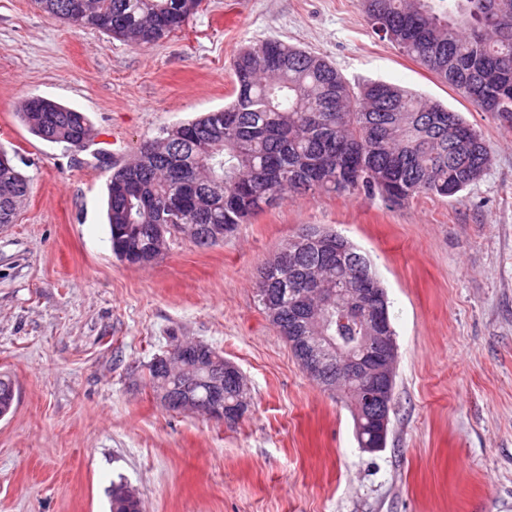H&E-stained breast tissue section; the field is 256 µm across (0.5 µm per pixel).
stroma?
I'll list each match as a JSON object with an SVG mask.
<instances>
[{
  "mask_svg": "<svg viewBox=\"0 0 512 512\" xmlns=\"http://www.w3.org/2000/svg\"><path fill=\"white\" fill-rule=\"evenodd\" d=\"M270 38L350 82L462 113L491 166L457 196L396 208L287 194L216 246L180 239L155 265L119 261L113 167L222 108L234 56ZM31 96L86 112L99 140L74 152L33 136L16 115ZM0 149L31 180L16 223L0 227V373L18 390L0 419V512H110L120 482L144 512H512V129L380 40L361 0H202L143 47L0 0ZM309 225L360 247L387 293L398 358L377 452L359 447L349 404L303 372L256 297L257 268ZM173 336L239 367L251 393L241 420L154 399L140 375Z\"/></svg>",
  "mask_w": 512,
  "mask_h": 512,
  "instance_id": "1",
  "label": "stroma"
}]
</instances>
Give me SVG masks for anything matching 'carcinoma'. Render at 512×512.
<instances>
[{"mask_svg":"<svg viewBox=\"0 0 512 512\" xmlns=\"http://www.w3.org/2000/svg\"><path fill=\"white\" fill-rule=\"evenodd\" d=\"M38 8L76 30L102 29L130 45L154 44L185 26L200 0H35ZM476 0H368L362 4L372 31L452 86L482 112H494L512 128V0H498V21L473 13L464 26L454 18ZM488 78L507 77L503 101L494 104L469 91L475 62ZM233 100L223 118L207 112L162 130L108 183V224L112 252L122 262L149 261L166 253L170 241L195 229L190 241L212 247L248 218L272 206L284 192H324L352 197L379 194L401 206L421 194L453 197L486 171L491 148L463 116L438 101L383 81L352 85L325 57L281 40L257 42L233 60ZM34 136L68 148L92 140L87 116L32 96L18 111ZM185 170L192 187L180 215L164 219L165 208ZM29 193V180L12 160L0 163V226L15 223ZM298 250L275 255L257 271L259 304L274 295L285 276L301 277L318 265L328 269L326 288H379L368 260L341 235L306 227ZM332 237V250L322 239ZM277 324L310 335L294 310H279ZM350 345L360 335L352 320L334 319L325 330ZM223 352L203 344L192 352V369L163 365L154 357L146 380L166 408L181 411L187 399L204 400L209 367ZM14 382L0 375V416L14 405ZM224 410L242 416L234 374L223 377ZM128 486L112 490V512H139Z\"/></svg>","mask_w":512,"mask_h":512,"instance_id":"1","label":"carcinoma"}]
</instances>
